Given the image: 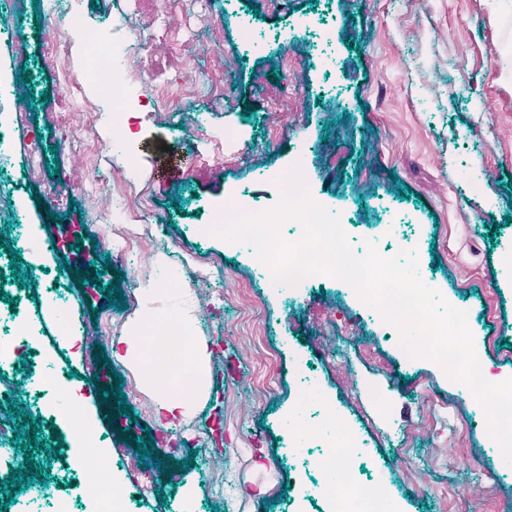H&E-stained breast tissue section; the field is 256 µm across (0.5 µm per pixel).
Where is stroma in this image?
Listing matches in <instances>:
<instances>
[{"mask_svg":"<svg viewBox=\"0 0 512 512\" xmlns=\"http://www.w3.org/2000/svg\"><path fill=\"white\" fill-rule=\"evenodd\" d=\"M91 27L111 34L122 24L140 35L127 61L139 76L115 126L89 125L85 111L57 112V66L45 62L39 36L48 17L27 8L23 18L0 10V29L11 28L23 46L0 43V58L19 76L29 110L19 117L14 153L0 179L20 185L25 214H0V256L16 240V221L51 238L59 219L81 225L85 251L104 260L112 251V227L102 220L111 206L143 203L142 235L129 261L111 264L107 279L134 290L124 310L102 297H87L78 281L64 280L75 298L72 319L100 336L82 355L58 335L52 308L21 263L20 275L0 263V278L33 315L34 333L44 352L70 376L97 420L114 461L135 456L120 441L97 390H85L98 367L94 356L108 355L109 371L136 389L128 405L151 433L178 435L196 430L197 447L163 454L156 495L131 512H326L315 491L317 448L296 459L288 417L303 375L316 381L319 397L337 410V429L354 431L364 452L352 468L366 481L389 488L402 512H457L459 485H468L470 512H512V466L499 461L487 433V417L461 396L434 361L406 358L384 336L378 322L346 283L308 284L296 300L273 288L255 268L247 246L228 245L206 232L214 206L237 194L272 207L279 179L302 162L312 193L341 220L351 224L350 245L385 239L387 226L415 228V253L422 280L433 283L452 305L473 315L474 345L492 380L512 377V14L490 23L498 0H78ZM270 34L308 19L330 28V60L317 55L310 33L288 44L269 42L261 52L243 50L238 17ZM173 38H157V19ZM224 74V92L209 95L215 72ZM177 96V114L155 101V84ZM238 128L240 154L207 165L180 150L185 135L199 125ZM39 131L44 163L29 170L27 135ZM131 131L130 148L115 151L114 133ZM106 147L86 148L93 137ZM309 143L297 154L295 143ZM137 159V181L125 180ZM68 176L67 205L57 207L49 192L52 171ZM98 176L100 188L88 181ZM187 257L184 289L194 335L206 343L208 386L190 410L158 419L156 398L144 371L123 360L126 337L145 309L165 315L172 297L162 291L164 263ZM211 275L196 280L199 266ZM259 298L264 313L256 323L243 320L238 296ZM275 351L280 389L265 395L255 377L264 352ZM22 356L0 376L15 388L0 400L21 411L16 427L32 414L41 441L32 454L15 450L16 464L43 467L48 481L67 494L72 478L56 453L67 433L62 420H49L23 381ZM372 384L390 386L386 412L364 396ZM441 398L447 413L434 411ZM480 461L483 472L470 464Z\"/></svg>","mask_w":512,"mask_h":512,"instance_id":"stroma-1","label":"stroma"}]
</instances>
